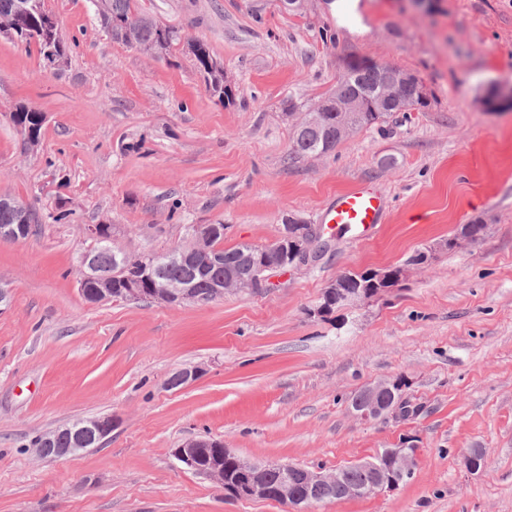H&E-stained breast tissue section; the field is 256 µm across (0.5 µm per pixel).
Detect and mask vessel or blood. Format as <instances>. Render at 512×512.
<instances>
[{
	"instance_id": "vessel-or-blood-1",
	"label": "vessel or blood",
	"mask_w": 512,
	"mask_h": 512,
	"mask_svg": "<svg viewBox=\"0 0 512 512\" xmlns=\"http://www.w3.org/2000/svg\"><path fill=\"white\" fill-rule=\"evenodd\" d=\"M385 200L375 188L367 184L355 185L337 196L326 213L328 223L337 230L354 231L357 240L370 239L377 224L383 220Z\"/></svg>"
}]
</instances>
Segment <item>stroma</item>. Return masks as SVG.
<instances>
[{
	"label": "stroma",
	"mask_w": 512,
	"mask_h": 512,
	"mask_svg": "<svg viewBox=\"0 0 512 512\" xmlns=\"http://www.w3.org/2000/svg\"><path fill=\"white\" fill-rule=\"evenodd\" d=\"M136 9L209 43L235 82L212 98L182 46L157 56L111 40L92 0H45L69 45L47 64L0 34V195L42 215L30 239L0 244V512H286L231 499L172 451L214 438L243 459L333 470L419 444L391 492L328 500L311 512H512V0H134ZM335 41L320 38L322 30ZM416 74L426 106L355 131L331 153L294 159L286 100L311 106L350 63ZM21 104L46 115L22 148ZM375 181L388 200L371 239L326 229L311 266L260 295L171 308L91 305L79 262L88 224H112L131 254L186 241L191 224L227 225L225 247L266 245L288 216L325 221L336 196ZM69 211L66 223L50 216ZM480 222V239L442 242ZM436 246L399 290L331 318L311 316L348 270L402 264ZM202 367L185 388L174 372ZM405 376L420 405L407 420L349 410L364 385ZM109 415L98 448L55 460L32 440ZM485 465L467 471L472 449Z\"/></svg>",
	"instance_id": "1"
}]
</instances>
